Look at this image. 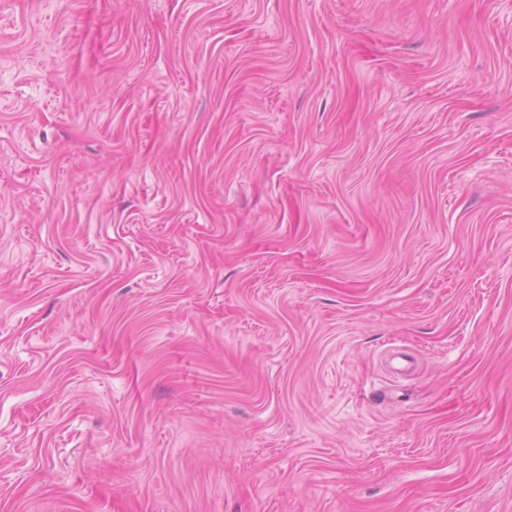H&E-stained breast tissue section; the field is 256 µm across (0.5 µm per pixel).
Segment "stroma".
Returning <instances> with one entry per match:
<instances>
[{"label":"stroma","instance_id":"1","mask_svg":"<svg viewBox=\"0 0 512 512\" xmlns=\"http://www.w3.org/2000/svg\"><path fill=\"white\" fill-rule=\"evenodd\" d=\"M0 512H512V0H0Z\"/></svg>","mask_w":512,"mask_h":512}]
</instances>
